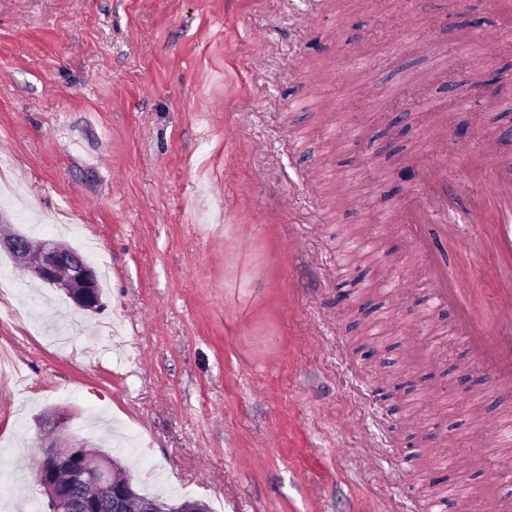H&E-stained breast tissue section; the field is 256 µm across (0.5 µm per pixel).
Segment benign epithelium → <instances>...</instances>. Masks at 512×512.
<instances>
[{"label":"benign epithelium","instance_id":"benign-epithelium-1","mask_svg":"<svg viewBox=\"0 0 512 512\" xmlns=\"http://www.w3.org/2000/svg\"><path fill=\"white\" fill-rule=\"evenodd\" d=\"M0 250L43 285L62 291L78 309L91 312L99 309L97 272L70 247L29 237L13 230L0 217ZM90 448L88 442L76 438L65 449L57 447L52 440L43 442L38 483L47 497L49 512H61L68 506L70 488L81 492L79 512H98L104 506L112 512H128L135 505L141 512H208L207 505L199 500L173 507L155 500H139L132 482L117 477L118 461L105 457L94 469L85 466Z\"/></svg>","mask_w":512,"mask_h":512}]
</instances>
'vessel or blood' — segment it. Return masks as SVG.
Wrapping results in <instances>:
<instances>
[{"mask_svg":"<svg viewBox=\"0 0 512 512\" xmlns=\"http://www.w3.org/2000/svg\"><path fill=\"white\" fill-rule=\"evenodd\" d=\"M409 167L416 174L411 199L384 214L409 225L406 246L436 284L430 309L458 310L457 333L473 361L501 383L504 411L490 426L491 445L500 452L512 447V156L467 152L451 167L420 156ZM488 210L497 213L498 221L485 226L479 218ZM452 238L463 241L474 257L493 253L509 274L486 313L469 311L470 288L442 267L439 256Z\"/></svg>","mask_w":512,"mask_h":512,"instance_id":"b4317fda","label":"vessel or blood"}]
</instances>
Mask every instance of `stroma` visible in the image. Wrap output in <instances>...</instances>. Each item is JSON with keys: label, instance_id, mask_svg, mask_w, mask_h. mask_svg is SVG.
<instances>
[{"label": "stroma", "instance_id": "1", "mask_svg": "<svg viewBox=\"0 0 512 512\" xmlns=\"http://www.w3.org/2000/svg\"><path fill=\"white\" fill-rule=\"evenodd\" d=\"M490 18L500 53L463 66ZM490 75L512 82V0H0V215L112 269L83 312L0 253V512H48L53 409L212 512H457L416 478L428 448L512 501L498 379L453 313L404 315L431 284L378 220L435 120L448 156L512 147V102L465 91Z\"/></svg>", "mask_w": 512, "mask_h": 512}]
</instances>
